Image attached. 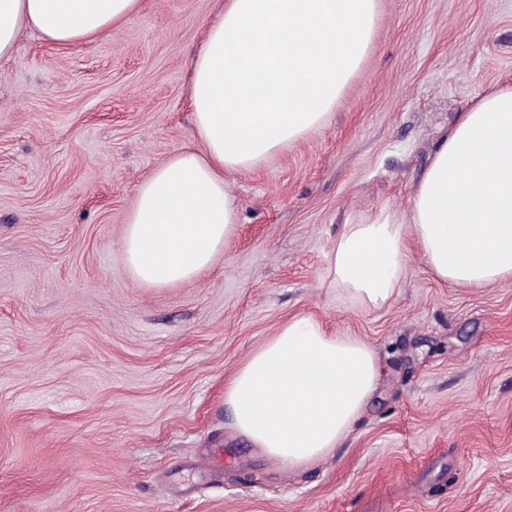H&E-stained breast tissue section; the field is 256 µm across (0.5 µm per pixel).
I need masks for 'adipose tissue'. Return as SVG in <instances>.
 <instances>
[{"mask_svg": "<svg viewBox=\"0 0 512 512\" xmlns=\"http://www.w3.org/2000/svg\"><path fill=\"white\" fill-rule=\"evenodd\" d=\"M140 0H0V57L23 32L68 45L109 32ZM378 0H221L189 69L195 147L175 151L137 188L123 252L144 288L194 280L231 236L230 174L250 170L321 128L360 69ZM439 282L512 281V86L458 113L408 208L343 225L326 258L328 287L364 310L398 294L409 249ZM381 373L375 348L288 317L224 391L235 431L269 458L302 466L353 429Z\"/></svg>", "mask_w": 512, "mask_h": 512, "instance_id": "1", "label": "adipose tissue"}]
</instances>
